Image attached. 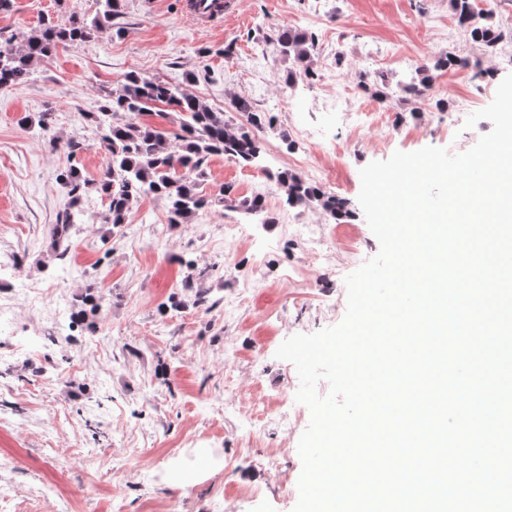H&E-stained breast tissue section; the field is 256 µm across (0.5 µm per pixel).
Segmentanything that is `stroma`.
<instances>
[{"label": "stroma", "mask_w": 512, "mask_h": 512, "mask_svg": "<svg viewBox=\"0 0 512 512\" xmlns=\"http://www.w3.org/2000/svg\"><path fill=\"white\" fill-rule=\"evenodd\" d=\"M0 12V43L35 33L43 15L93 18L96 0H12ZM182 0H122V36L103 31L60 50L28 83L0 89V252L13 268L0 272V299L14 317L0 328V506L5 512H293L302 469L303 426L276 420L279 397L298 389L294 365L277 359L283 341L338 324L347 310L343 276L312 267L288 224L337 222L319 208L288 207L274 175L322 171L327 192L353 202L362 260L379 251L357 200L360 170L395 152L433 146L461 153L492 125L466 128L469 112L488 106L512 73L501 55H480L460 35L448 0H230L219 28L196 26ZM315 32L313 84L285 87L287 61L271 37L281 26ZM480 57L485 76L468 70L438 80L447 111L416 100L377 102L360 83L382 72L409 81L416 67L445 53ZM148 79H199L191 92L214 111L242 96L276 115L263 135L260 165L222 156L206 168L207 191L231 184L237 199L263 196L271 223L239 209L216 208L192 223L167 221L163 201L147 197L115 228L97 193L83 200L93 215L75 225L64 259L45 262L49 230L69 202L58 179L70 162L99 179L107 157L100 131L87 120L129 72ZM345 92L356 112L378 113L363 126L324 107L320 96ZM289 113H276L283 94ZM46 115L49 129L20 124ZM289 141H282L281 132ZM78 141L75 159L47 138ZM246 224L251 236L228 247L224 227ZM264 248L269 262L258 288L243 293L242 274ZM212 268L203 283L210 307L161 310L181 292L180 258ZM311 270L310 282L284 281L285 267ZM91 282L107 304L97 332L56 313L73 306ZM264 417L248 436L243 417Z\"/></svg>", "instance_id": "obj_1"}]
</instances>
